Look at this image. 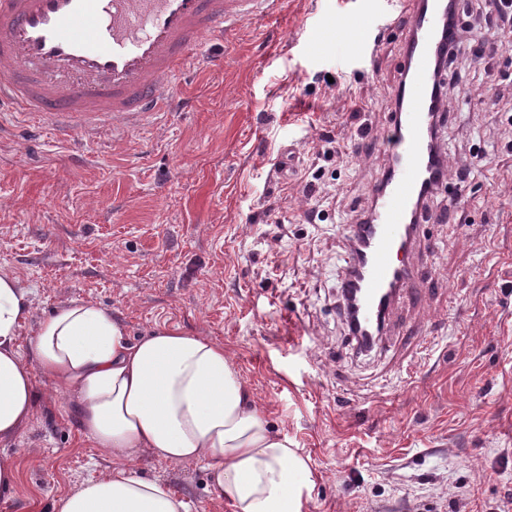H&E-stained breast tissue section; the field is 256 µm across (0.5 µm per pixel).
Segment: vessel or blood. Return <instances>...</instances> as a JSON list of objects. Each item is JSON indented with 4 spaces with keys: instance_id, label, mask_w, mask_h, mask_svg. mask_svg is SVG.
I'll return each instance as SVG.
<instances>
[{
    "instance_id": "vessel-or-blood-1",
    "label": "vessel or blood",
    "mask_w": 512,
    "mask_h": 512,
    "mask_svg": "<svg viewBox=\"0 0 512 512\" xmlns=\"http://www.w3.org/2000/svg\"><path fill=\"white\" fill-rule=\"evenodd\" d=\"M402 106L391 113L389 162L363 232L355 284L358 318L371 328L417 293L420 271L403 259L424 214L418 198L436 171L433 119L445 104L433 87L448 51L447 14L459 0H413ZM282 0H0V119L59 132L127 130L165 112L206 38L262 20Z\"/></svg>"
}]
</instances>
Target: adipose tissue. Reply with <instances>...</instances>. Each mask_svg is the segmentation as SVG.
Wrapping results in <instances>:
<instances>
[{"mask_svg": "<svg viewBox=\"0 0 512 512\" xmlns=\"http://www.w3.org/2000/svg\"><path fill=\"white\" fill-rule=\"evenodd\" d=\"M32 305L31 290L0 271V444L29 423L40 377L75 395L84 432L112 458L52 512H189L167 485L137 474L145 456L207 463L212 494L235 512H301L306 462L255 408L223 345L177 328L133 342L111 311L82 301L43 319L24 344Z\"/></svg>", "mask_w": 512, "mask_h": 512, "instance_id": "ef3b65f1", "label": "adipose tissue"}]
</instances>
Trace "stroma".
Here are the masks:
<instances>
[{
	"label": "stroma",
	"instance_id": "stroma-1",
	"mask_svg": "<svg viewBox=\"0 0 512 512\" xmlns=\"http://www.w3.org/2000/svg\"><path fill=\"white\" fill-rule=\"evenodd\" d=\"M397 14L391 0H287L211 41L220 65L192 64L177 89L190 109L67 139L4 123L0 270L34 291L26 339L77 300L133 341L168 327L223 344L307 463L301 512H512V32L466 34L450 68L444 149L472 174L459 207L443 187L427 210L421 300L398 302L368 353L337 314L348 226L387 162L358 138L388 122L405 40L376 29ZM365 16L371 29L337 35ZM0 451L19 464L0 512H51L112 465L75 396L42 379ZM140 469L191 512H234L205 464Z\"/></svg>",
	"mask_w": 512,
	"mask_h": 512
}]
</instances>
